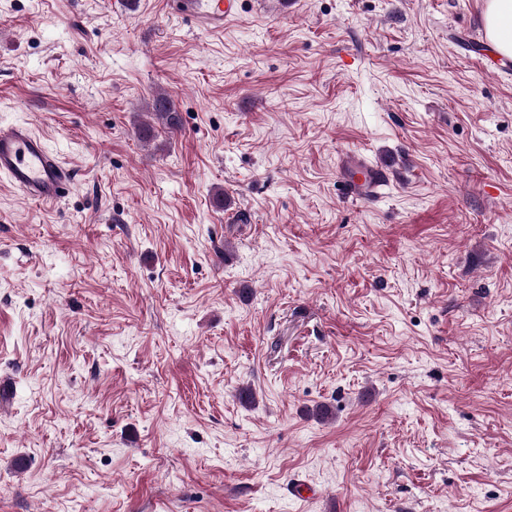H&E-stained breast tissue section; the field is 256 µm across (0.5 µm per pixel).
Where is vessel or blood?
<instances>
[{
    "instance_id": "obj_1",
    "label": "vessel or blood",
    "mask_w": 512,
    "mask_h": 512,
    "mask_svg": "<svg viewBox=\"0 0 512 512\" xmlns=\"http://www.w3.org/2000/svg\"><path fill=\"white\" fill-rule=\"evenodd\" d=\"M175 5L180 14L209 28L223 27L240 13V0H175ZM338 173L343 191L356 200L381 198L390 184L389 167L357 151L340 153ZM0 177L42 205L60 202L73 184L71 170L26 124L0 125Z\"/></svg>"
}]
</instances>
